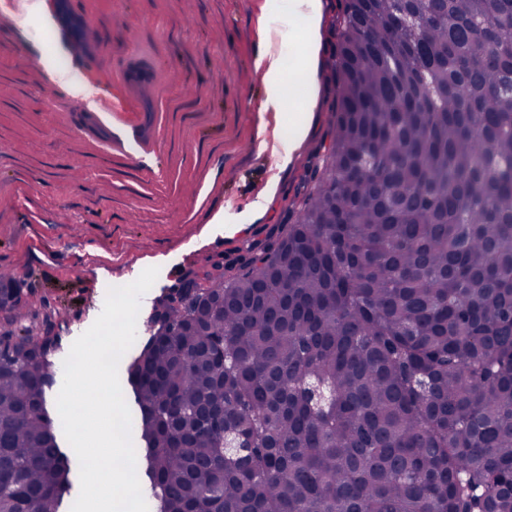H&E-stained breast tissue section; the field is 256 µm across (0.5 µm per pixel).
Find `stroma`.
<instances>
[{"instance_id": "35a3bbf8", "label": "stroma", "mask_w": 512, "mask_h": 512, "mask_svg": "<svg viewBox=\"0 0 512 512\" xmlns=\"http://www.w3.org/2000/svg\"><path fill=\"white\" fill-rule=\"evenodd\" d=\"M268 0H73L93 48L74 44L57 0H37L28 27L0 18V273L26 298L16 328L53 325L57 362L101 313L109 288L158 268L140 299L155 302L193 274L239 267L246 243L276 244L288 205L322 152L334 120V23L341 0H319L321 22L311 65L306 123L293 135L288 116L265 108L253 67L267 31ZM52 31L54 57L93 92L111 146L77 129L75 90L29 28ZM158 76L152 96L123 80L127 50ZM151 126V153L121 139ZM265 140L256 153L247 145ZM239 225L235 235L225 225Z\"/></svg>"}]
</instances>
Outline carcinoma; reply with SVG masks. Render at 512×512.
Masks as SVG:
<instances>
[{"label":"carcinoma","instance_id":"1","mask_svg":"<svg viewBox=\"0 0 512 512\" xmlns=\"http://www.w3.org/2000/svg\"><path fill=\"white\" fill-rule=\"evenodd\" d=\"M277 247L160 300L128 382L156 512H512V0H343ZM0 329V512H57L52 327Z\"/></svg>","mask_w":512,"mask_h":512}]
</instances>
